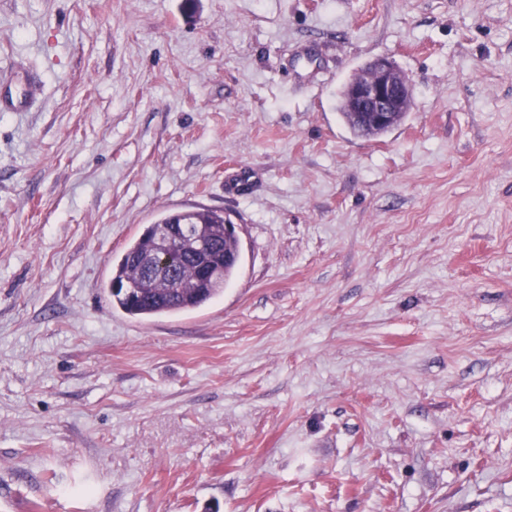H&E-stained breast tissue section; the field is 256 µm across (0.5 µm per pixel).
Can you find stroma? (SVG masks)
<instances>
[{
	"instance_id": "1",
	"label": "stroma",
	"mask_w": 512,
	"mask_h": 512,
	"mask_svg": "<svg viewBox=\"0 0 512 512\" xmlns=\"http://www.w3.org/2000/svg\"><path fill=\"white\" fill-rule=\"evenodd\" d=\"M379 56L413 104L369 139L339 93ZM25 95L0 512H512V0H0ZM197 207L238 226L223 295L111 307Z\"/></svg>"
}]
</instances>
